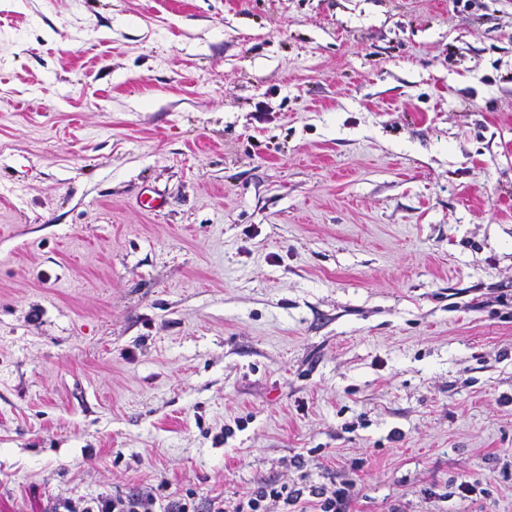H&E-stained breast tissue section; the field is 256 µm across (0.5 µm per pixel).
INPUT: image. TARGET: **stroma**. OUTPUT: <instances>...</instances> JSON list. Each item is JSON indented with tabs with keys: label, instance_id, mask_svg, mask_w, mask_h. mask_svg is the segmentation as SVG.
Here are the masks:
<instances>
[{
	"label": "stroma",
	"instance_id": "1",
	"mask_svg": "<svg viewBox=\"0 0 512 512\" xmlns=\"http://www.w3.org/2000/svg\"><path fill=\"white\" fill-rule=\"evenodd\" d=\"M336 479L512 512V0H0V512Z\"/></svg>",
	"mask_w": 512,
	"mask_h": 512
}]
</instances>
